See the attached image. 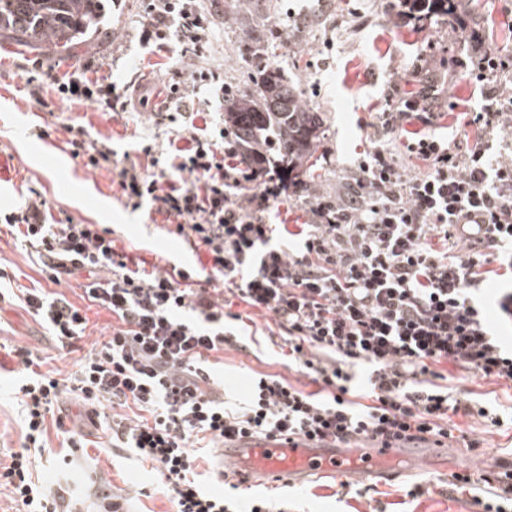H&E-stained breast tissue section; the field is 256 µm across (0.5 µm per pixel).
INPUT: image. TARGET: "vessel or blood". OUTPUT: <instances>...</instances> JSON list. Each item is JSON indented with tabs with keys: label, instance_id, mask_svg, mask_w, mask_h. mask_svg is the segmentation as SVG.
Here are the masks:
<instances>
[{
	"label": "vessel or blood",
	"instance_id": "vessel-or-blood-1",
	"mask_svg": "<svg viewBox=\"0 0 512 512\" xmlns=\"http://www.w3.org/2000/svg\"><path fill=\"white\" fill-rule=\"evenodd\" d=\"M224 455L236 463L239 472L288 486L311 473L360 479L385 475L401 453L396 448H329L277 437L239 442L225 448Z\"/></svg>",
	"mask_w": 512,
	"mask_h": 512
}]
</instances>
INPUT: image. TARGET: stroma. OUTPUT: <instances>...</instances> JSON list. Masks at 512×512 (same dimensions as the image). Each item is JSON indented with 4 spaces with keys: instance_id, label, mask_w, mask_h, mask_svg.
Returning a JSON list of instances; mask_svg holds the SVG:
<instances>
[{
    "instance_id": "1",
    "label": "stroma",
    "mask_w": 512,
    "mask_h": 512,
    "mask_svg": "<svg viewBox=\"0 0 512 512\" xmlns=\"http://www.w3.org/2000/svg\"><path fill=\"white\" fill-rule=\"evenodd\" d=\"M212 21L214 41L204 64L218 70L230 87H249L271 35H278V66L299 88L305 103L324 119L315 145L317 177L301 175L288 185L289 196L272 211L278 224H302L310 214L305 200L315 194L335 197L352 178L364 151L380 144L384 131L374 107L391 84L405 85L411 65L427 44L454 57L469 58L494 45L512 50V0H455L465 31L437 27L428 22H404L391 16L386 0H253L237 15L227 14L225 0H205ZM294 10L286 18V10ZM141 0H108L106 22L95 37L69 51L30 46L13 35L0 33V212L24 206L31 192L41 193L55 217H73L100 224L113 232L118 249H133L147 260L164 255L198 272L201 255L186 249L182 239L161 231L145 210L125 207L113 174L89 171L64 150L62 121L85 125L91 136L111 138L118 153L135 152L145 137L166 142L169 127L157 124L149 107L174 70L182 69L178 53L151 51L138 39ZM55 66L57 72L93 60L114 81L136 82L150 101L148 107L130 112H104L94 104L60 103L50 81L41 85V100L26 93L25 82L36 74V60ZM441 98L457 104L438 119L434 131L455 136L460 112L480 107L478 89L459 73L439 87ZM0 257L13 286L48 287L45 275L9 231L0 232ZM68 300L85 308L86 334L75 351L62 354L55 337L13 295L0 300V463L9 464L10 453L21 451L22 417L17 399L23 366L14 348L30 349L42 360V371L64 378L76 371L77 362L90 349L101 348L112 330L111 315L97 307L86 308L80 289L60 285ZM282 337H260L250 348L225 347L220 357L224 373V403L235 410L247 402L249 381L261 374L278 375L305 390L310 379L300 375L287 358ZM63 428L49 426L47 447L36 460L35 474L51 489H63L81 499L83 512H96L99 501L93 484L105 483L120 490L128 512H173L150 462L126 448L113 447L105 420L110 406L90 410L84 403L67 400L61 405ZM456 424L482 439L478 452L450 441L447 451L431 463L400 460L399 475L351 482L342 488L331 474L313 475L301 484L255 482L235 475L242 498L264 495L280 502L283 512H475L472 494L448 488L451 473L469 468L486 472L498 469L500 459L512 452V427H493L464 416ZM83 441L82 447L66 444L67 435ZM425 491L410 498L413 484Z\"/></svg>"
}]
</instances>
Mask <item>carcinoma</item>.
<instances>
[{
    "label": "carcinoma",
    "mask_w": 512,
    "mask_h": 512,
    "mask_svg": "<svg viewBox=\"0 0 512 512\" xmlns=\"http://www.w3.org/2000/svg\"><path fill=\"white\" fill-rule=\"evenodd\" d=\"M105 15L103 0H0V31L65 49L101 26ZM224 112L246 161L259 153L284 180L309 160L321 133L320 114L275 67L262 71L255 88L225 97Z\"/></svg>",
    "instance_id": "carcinoma-1"
}]
</instances>
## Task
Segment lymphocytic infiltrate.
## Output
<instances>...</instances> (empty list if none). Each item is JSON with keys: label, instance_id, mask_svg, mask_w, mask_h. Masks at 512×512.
<instances>
[{"label": "lymphocytic infiltrate", "instance_id": "f902f5d3", "mask_svg": "<svg viewBox=\"0 0 512 512\" xmlns=\"http://www.w3.org/2000/svg\"><path fill=\"white\" fill-rule=\"evenodd\" d=\"M139 40L155 51L178 48L196 61L212 45L201 0H142ZM91 63L53 77L61 99L127 112L137 101L111 77L89 78ZM480 87V109L463 113L470 137L430 133L439 116L437 86L384 99V131L422 132L403 149L425 163L405 172L393 148L377 145L337 199L309 200L311 221L296 229L271 223L285 185L270 169L244 166L230 128L214 134L175 131V142L146 145L112 162V142L66 125L70 157L92 171L115 169L125 205L161 217L168 234L204 252L210 266L192 276L178 265L146 271L144 258L117 250L111 230L55 217L46 199H29L6 226L35 254L47 280L80 277L91 305L109 312L112 331L101 350L84 355L59 379L38 372L30 351L15 352L29 374L18 388L24 443L0 471L23 512H78L35 482L34 453L47 437L46 416L61 399L114 407L112 444L150 461L174 512H234L208 491L190 452L244 439L300 437L384 447L451 439L453 415L500 425L495 406L458 397L445 366L512 384V53L488 48L466 69ZM230 94L221 74L195 69L190 82L164 87L158 112L199 111L197 89ZM499 286L485 293L488 278ZM30 312L69 350L88 320L65 294L24 288ZM244 311H233L234 303ZM496 307L500 324L488 309ZM273 315L288 355L318 389L308 392L276 375L256 380L244 410H226L208 386L210 359L248 330L246 309ZM136 415H124L126 407ZM450 489L474 490L479 512H512V481L480 470L451 474Z\"/></svg>", "mask_w": 512, "mask_h": 512}]
</instances>
